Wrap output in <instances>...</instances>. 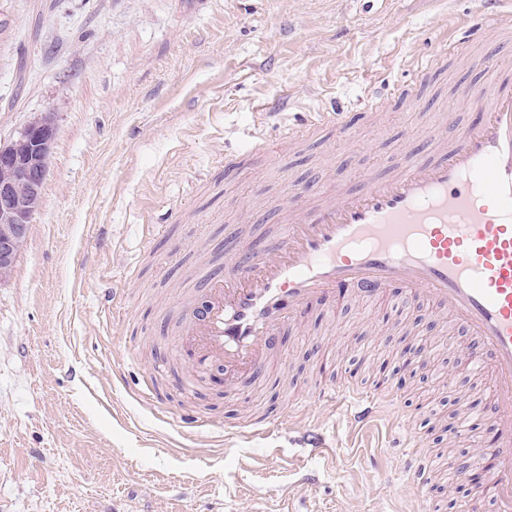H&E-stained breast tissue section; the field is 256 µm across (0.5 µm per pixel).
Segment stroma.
I'll return each instance as SVG.
<instances>
[{
	"label": "stroma",
	"instance_id": "35a3bbf8",
	"mask_svg": "<svg viewBox=\"0 0 512 512\" xmlns=\"http://www.w3.org/2000/svg\"><path fill=\"white\" fill-rule=\"evenodd\" d=\"M479 0H0V141L51 116L40 206L0 283V512H471L448 465L451 400L469 386L484 432L489 368L458 377L470 336L396 289L309 311L272 362L228 395L222 370L189 390L172 308L200 267L293 187L336 190L395 169L421 131L470 115L462 87L504 59L497 35L459 46ZM446 41L444 67L418 80ZM417 83L393 105V85ZM383 110L348 142L330 126L275 158L263 138L340 105ZM423 370H398L406 342ZM395 369L398 407L365 426L319 401L314 374L360 387ZM276 419L243 441L251 411ZM208 419L189 429L181 417ZM437 473L424 490L411 455Z\"/></svg>",
	"mask_w": 512,
	"mask_h": 512
}]
</instances>
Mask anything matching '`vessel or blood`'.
<instances>
[{
	"instance_id": "b4317fda",
	"label": "vessel or blood",
	"mask_w": 512,
	"mask_h": 512,
	"mask_svg": "<svg viewBox=\"0 0 512 512\" xmlns=\"http://www.w3.org/2000/svg\"><path fill=\"white\" fill-rule=\"evenodd\" d=\"M482 4L464 42L506 30L500 0ZM466 94L476 119L429 133L431 153L406 155L395 173L344 191L297 199L284 231L228 253L223 270L199 278L192 290L201 305L179 310L178 351L191 371L223 369L237 389L267 366L304 310L330 306L338 292L375 297L397 287L429 301L492 368V426L476 463L496 512H512V74ZM392 384L384 376L363 391L324 384L318 395L363 424L379 416Z\"/></svg>"
}]
</instances>
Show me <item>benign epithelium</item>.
I'll return each mask as SVG.
<instances>
[{"label": "benign epithelium", "instance_id": "benign-epithelium-1", "mask_svg": "<svg viewBox=\"0 0 512 512\" xmlns=\"http://www.w3.org/2000/svg\"><path fill=\"white\" fill-rule=\"evenodd\" d=\"M54 126L45 117L8 144L0 143V283L11 277L38 209Z\"/></svg>", "mask_w": 512, "mask_h": 512}]
</instances>
